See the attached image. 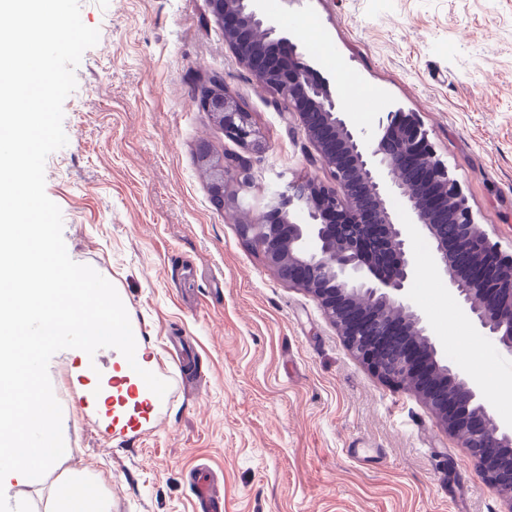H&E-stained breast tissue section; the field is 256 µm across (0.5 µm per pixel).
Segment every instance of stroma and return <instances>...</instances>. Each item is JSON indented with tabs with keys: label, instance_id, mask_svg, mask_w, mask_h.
Instances as JSON below:
<instances>
[{
	"label": "stroma",
	"instance_id": "stroma-1",
	"mask_svg": "<svg viewBox=\"0 0 512 512\" xmlns=\"http://www.w3.org/2000/svg\"><path fill=\"white\" fill-rule=\"evenodd\" d=\"M98 29L64 102L65 147L45 163L70 258L116 288L150 362L188 349L187 393L143 433L92 422L81 350L50 360L71 455L100 475L110 512H198L189 474L206 466L224 512H504L456 440L406 388L346 349L317 302L289 287L218 209L196 150L241 156L248 202L313 177L314 152L283 102L238 63L208 0H80ZM269 18L351 123L377 136L402 116L458 181L475 224L512 254V0H277ZM322 38L329 51L312 43ZM245 106L266 145L225 137L195 101L210 78ZM406 293L441 343L463 319L448 278L423 265Z\"/></svg>",
	"mask_w": 512,
	"mask_h": 512
}]
</instances>
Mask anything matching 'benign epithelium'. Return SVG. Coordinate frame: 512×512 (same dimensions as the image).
Masks as SVG:
<instances>
[{
    "label": "benign epithelium",
    "mask_w": 512,
    "mask_h": 512,
    "mask_svg": "<svg viewBox=\"0 0 512 512\" xmlns=\"http://www.w3.org/2000/svg\"><path fill=\"white\" fill-rule=\"evenodd\" d=\"M261 2L209 0V5L225 44L259 84L283 97L314 148L313 165L329 171L334 185L290 182L237 225V232L259 246L279 279L318 303L375 376L411 388L444 432L467 449L505 512H512V422L497 419L480 387L442 363L437 340L405 293L428 262L448 276L465 316L512 352V254L499 251L473 223L458 182L433 159L412 119L367 137L297 57L269 55L281 39ZM205 89L197 102L224 135L262 149L248 112L224 82L213 79ZM252 187L246 161L226 154L208 190L223 209L240 205ZM329 214L338 222L326 223ZM420 235L425 254L416 248Z\"/></svg>",
    "instance_id": "7a95c632"
}]
</instances>
